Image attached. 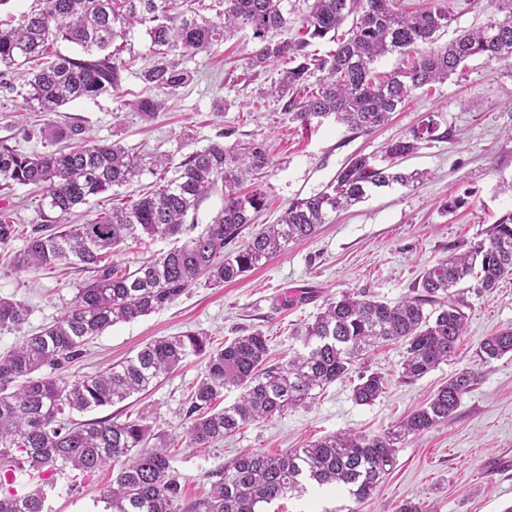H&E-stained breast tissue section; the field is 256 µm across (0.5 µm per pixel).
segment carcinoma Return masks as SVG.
I'll return each mask as SVG.
<instances>
[{"instance_id": "1", "label": "carcinoma", "mask_w": 512, "mask_h": 512, "mask_svg": "<svg viewBox=\"0 0 512 512\" xmlns=\"http://www.w3.org/2000/svg\"><path fill=\"white\" fill-rule=\"evenodd\" d=\"M39 2L20 26L0 21V96L13 103L17 115L32 108L55 112L70 102L117 91L126 67L121 58L126 34L136 25L145 27L154 53L142 79L163 93L191 79L178 60L169 58L172 47L206 52L250 30L258 47L246 70L279 68L266 94L287 99L291 120L302 127L332 118L351 130L371 132L413 91L448 80L471 58L512 63V0H506L503 18L442 46L437 45L439 32L453 20L444 0H425L423 8L411 12L400 7V0H306L302 36L288 40L277 38L288 25V0H222L215 21L175 11L174 0ZM348 20L350 28L337 38ZM325 38L337 43L336 50L323 56L308 51L313 41ZM60 40L79 47L81 55L50 50ZM392 53H413L415 60L381 78L374 64ZM26 64L35 72L18 88L6 74ZM315 71L323 76L309 92L308 78ZM439 129L436 115L430 114L390 141L381 160L351 157L322 191L291 201L276 223L257 231L253 226L266 208L267 194L256 186L242 195L238 187L249 174L271 165L262 139L227 146L220 134L189 153L171 178L169 158L163 156L154 163L163 169L161 177L141 198L84 224L66 225L63 219L74 208L139 176L142 159L117 141L90 140L77 123L40 130L44 139L61 144L43 153L23 151L13 135L0 137V188L38 186L45 190L49 210L44 223L23 237L15 267L51 270L68 263L94 272L60 318L0 354V512H44L42 489L20 495L14 488L18 471L47 483L68 468L91 474L105 466L117 469L100 497L105 512H260V504L301 494L313 483L344 486L357 503L370 497L393 469L405 441L448 421L474 386V372L448 378L424 406L380 435L335 433L277 456L245 451L216 473L218 480L205 496L193 501L184 498L167 449L146 447L151 411L123 421L76 422L72 414L146 392L199 355L206 363L188 398L189 448H209L250 422L302 404L315 388L347 376L357 358L381 343L404 346L399 377L413 383L448 360L464 335V285L472 282L477 293L490 294L512 275V212L491 225L487 238L428 268L413 294L393 305L350 292L328 299L324 311L297 331L302 348L285 362L268 363V339L258 331L216 350L209 349L203 334L185 331L155 339L91 376L72 378L58 370L82 357L86 344L106 329L162 310L199 279L222 287L289 243L312 238L333 213L365 200L371 191L410 185L416 174L396 170L398 161L446 137ZM219 187L223 206L201 233L132 272L105 262L107 254L129 242L183 234L189 212ZM246 232L250 237L239 243ZM29 315L27 306L0 298V334L20 330ZM477 353L486 363L512 353V330L486 337ZM43 367L54 373L34 376ZM384 386L380 374H362L353 399L370 405ZM232 388L240 390L238 399L216 409Z\"/></svg>"}]
</instances>
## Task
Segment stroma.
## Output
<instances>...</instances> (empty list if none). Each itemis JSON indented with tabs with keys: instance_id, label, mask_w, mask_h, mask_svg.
Instances as JSON below:
<instances>
[{
	"instance_id": "stroma-1",
	"label": "stroma",
	"mask_w": 512,
	"mask_h": 512,
	"mask_svg": "<svg viewBox=\"0 0 512 512\" xmlns=\"http://www.w3.org/2000/svg\"><path fill=\"white\" fill-rule=\"evenodd\" d=\"M452 10L455 20L441 36L445 43L459 31L483 27L500 15L498 0H455ZM255 47L250 31L244 30L196 55L175 48L174 56L192 79L164 94L163 109L146 119L118 106L119 101L155 93L140 77L153 61L150 40L144 28L130 29L122 54L129 67L118 91L80 99L52 113H29L24 122L32 136L20 146L30 153L45 152L48 146L39 128L77 123L92 140L121 141L147 162L165 154L176 166L221 133L229 145L263 138L271 165L258 178L267 193L259 221L272 224L291 201L321 191L351 155L380 157L391 140L437 113L446 137L423 146L400 165L402 171L423 173V180L413 187L396 184L378 190L333 214L313 238L289 244L234 282L220 288L198 282L163 310L110 327L86 345L83 358L68 365L67 375L94 374L134 356L154 339L187 330L207 334L214 349L225 340L260 331L268 339L270 360L281 361L301 346L295 329L312 322L327 299L350 291L395 303L410 293L425 269L465 252L512 211V193L506 189L512 183V106L506 102L512 91V63L471 59L461 74L414 91L384 126L362 133L331 120L309 128L292 122L283 100L266 93L276 69L245 71ZM155 181V175L143 172L130 184L92 198L69 221L82 224L137 199ZM451 196L463 197L466 204L449 214L442 204ZM41 204V191L30 185L0 192V208L25 229L41 223ZM21 246L18 240L0 244V297L24 302L30 315L21 330L0 334V353L60 318L77 286L89 277L78 265L65 264L52 272L12 267L11 258ZM464 299L466 332L454 356L415 383L399 380L403 348L379 347L357 360L346 378L314 389L304 405L250 423L212 448H188L182 442L187 398L205 368L200 357L188 358L149 391L97 409L94 415L121 421L145 408L152 411L153 431L173 455L171 466L185 498L194 500L209 491L215 472L241 452L277 455L334 433L381 434L422 406L451 375L469 369L478 380L456 412L398 450L395 468L368 501L358 504L334 490L313 489L301 498L276 500L262 512H331L335 507L397 512L407 501L427 505L430 512H505L512 506V356L485 363L476 350L486 336L512 328V276L491 294L469 292ZM365 371L387 381L385 393L370 405L352 398V387ZM111 482L108 469L90 475L66 470L55 475L46 491L47 510L100 512L97 500Z\"/></svg>"
}]
</instances>
